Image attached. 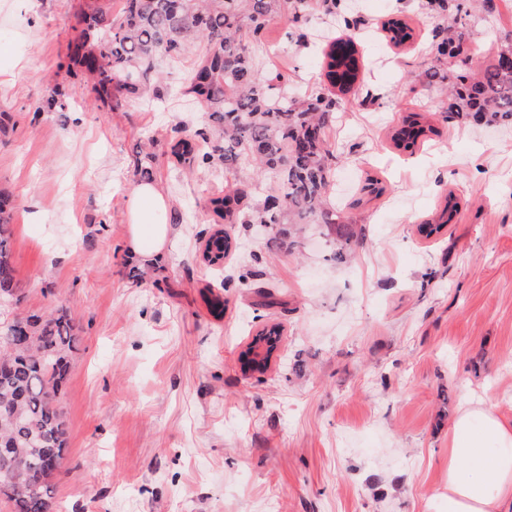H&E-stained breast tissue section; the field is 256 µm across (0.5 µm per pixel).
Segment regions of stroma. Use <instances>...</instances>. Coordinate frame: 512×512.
<instances>
[{
    "mask_svg": "<svg viewBox=\"0 0 512 512\" xmlns=\"http://www.w3.org/2000/svg\"><path fill=\"white\" fill-rule=\"evenodd\" d=\"M83 0H0V65L27 60L0 84V194L13 202L12 320L62 311L80 338L61 404L64 465L57 512H428L448 493V428L488 399L512 420V123L446 116L449 99L426 75L459 70L438 58L451 29L465 53L491 61L512 44L503 0H351L360 23L359 80L342 95L328 141L331 202L361 235L322 224H230L238 247L215 271L201 258L208 202L232 181L255 204L275 186L240 164L185 173L174 132L207 127L183 88L199 47L159 62L170 93L96 102L80 75L59 71ZM405 19L413 41L383 29ZM312 11L307 42L290 17L273 21L260 69L288 93L324 86ZM61 90L65 111L42 105ZM438 129L406 155L391 135L405 115ZM152 180L174 217L161 259L140 284L129 248L128 199ZM381 178L379 198L362 191ZM453 195L459 210L426 238L423 221ZM278 304L261 306L259 291ZM222 301L214 309V301ZM280 328L269 363L245 357L263 328Z\"/></svg>",
    "mask_w": 512,
    "mask_h": 512,
    "instance_id": "35a3bbf8",
    "label": "stroma"
}]
</instances>
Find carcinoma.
<instances>
[{
  "label": "carcinoma",
  "instance_id": "carcinoma-1",
  "mask_svg": "<svg viewBox=\"0 0 512 512\" xmlns=\"http://www.w3.org/2000/svg\"><path fill=\"white\" fill-rule=\"evenodd\" d=\"M309 0H85L78 20L83 27L67 43L58 69H77L91 85L95 98L111 109L130 97L146 94L160 99L167 92L156 67L158 57L179 56L198 42L204 52L189 76L185 93L196 98L213 119L212 128L224 146L208 150L205 130L191 138L173 137L170 153L178 164L200 168L216 161L231 169L253 162L259 174L276 183V193L263 202H245L243 190L227 189L209 199L215 223L229 224H334L337 234L354 236L351 225L338 224L327 207L334 152L327 142L336 112V93L350 92L358 80L355 53L357 23L348 18L346 4L318 0L319 7L335 15L345 28L339 42L323 48L326 77L331 89L293 98L273 92L271 80L253 63V47L262 42L268 26L289 13L299 39L306 37ZM390 42L413 39L412 28L400 17L385 23ZM436 53L471 63L452 37L438 42ZM460 112H478L490 122H512V63L503 51L477 76H457L452 86ZM412 112L395 130L396 148L415 152L419 138L437 134ZM458 211L448 196L438 216L418 227L425 237L439 234ZM12 211L9 198L0 197V302L13 297L10 275ZM233 243L220 226L211 230L202 259L219 266ZM279 328L270 327L252 340L249 352L268 361L276 349ZM78 336L62 313L46 317L0 321V359L11 372L0 377V440L13 444L28 474L39 478L25 512H57L52 474L44 468L52 456L64 458L67 422L60 392L69 371V358Z\"/></svg>",
  "mask_w": 512,
  "mask_h": 512
}]
</instances>
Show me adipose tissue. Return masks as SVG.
Instances as JSON below:
<instances>
[{"label": "adipose tissue", "instance_id": "ef3b65f1", "mask_svg": "<svg viewBox=\"0 0 512 512\" xmlns=\"http://www.w3.org/2000/svg\"><path fill=\"white\" fill-rule=\"evenodd\" d=\"M167 203L155 184L130 196V249L142 262L161 258ZM444 512H512V420L492 403L460 409L448 430V496Z\"/></svg>", "mask_w": 512, "mask_h": 512}]
</instances>
